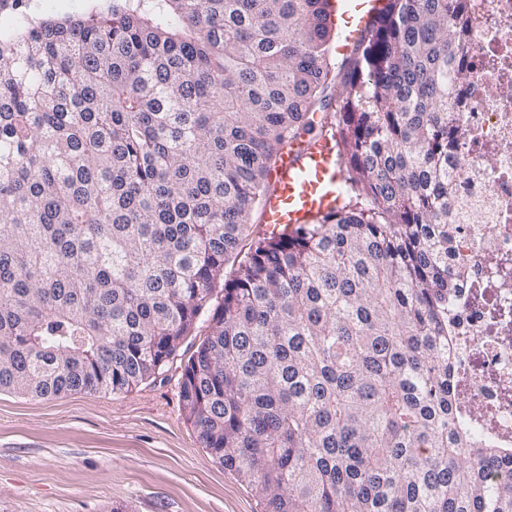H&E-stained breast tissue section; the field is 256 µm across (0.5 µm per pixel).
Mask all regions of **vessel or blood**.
Wrapping results in <instances>:
<instances>
[{
    "label": "vessel or blood",
    "mask_w": 512,
    "mask_h": 512,
    "mask_svg": "<svg viewBox=\"0 0 512 512\" xmlns=\"http://www.w3.org/2000/svg\"><path fill=\"white\" fill-rule=\"evenodd\" d=\"M329 19L343 33V46L356 43L383 7V0H328ZM264 205L266 226L301 224L329 210L341 192L332 143L320 136L290 145L271 177Z\"/></svg>",
    "instance_id": "obj_1"
}]
</instances>
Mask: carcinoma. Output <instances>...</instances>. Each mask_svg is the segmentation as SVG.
<instances>
[{
  "mask_svg": "<svg viewBox=\"0 0 512 512\" xmlns=\"http://www.w3.org/2000/svg\"><path fill=\"white\" fill-rule=\"evenodd\" d=\"M469 2L385 0L322 117L346 191L243 252L331 75L327 0H0V391L129 393L206 317L183 413L263 512H512V447L449 388ZM31 3V9L39 17L64 18L68 16L83 14L91 10L105 7L109 2L106 0H81L80 8H72L69 0H56L55 6H49L47 0H26Z\"/></svg>",
  "mask_w": 512,
  "mask_h": 512,
  "instance_id": "carcinoma-1",
  "label": "carcinoma"
}]
</instances>
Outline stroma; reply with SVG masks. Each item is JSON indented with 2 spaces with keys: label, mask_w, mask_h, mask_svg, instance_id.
Returning <instances> with one entry per match:
<instances>
[{
  "label": "stroma",
  "mask_w": 512,
  "mask_h": 512,
  "mask_svg": "<svg viewBox=\"0 0 512 512\" xmlns=\"http://www.w3.org/2000/svg\"><path fill=\"white\" fill-rule=\"evenodd\" d=\"M209 333L127 394L43 400L0 392V512H261L252 487L214 460L183 415L180 380Z\"/></svg>",
  "instance_id": "1"
}]
</instances>
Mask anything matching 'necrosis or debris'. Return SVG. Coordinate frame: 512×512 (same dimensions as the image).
Listing matches in <instances>:
<instances>
[{"instance_id": "1", "label": "necrosis or debris", "mask_w": 512, "mask_h": 512, "mask_svg": "<svg viewBox=\"0 0 512 512\" xmlns=\"http://www.w3.org/2000/svg\"><path fill=\"white\" fill-rule=\"evenodd\" d=\"M472 77L459 92L450 162L462 217L454 265L467 269L452 306L458 409L495 448L512 447V0H471Z\"/></svg>"}]
</instances>
